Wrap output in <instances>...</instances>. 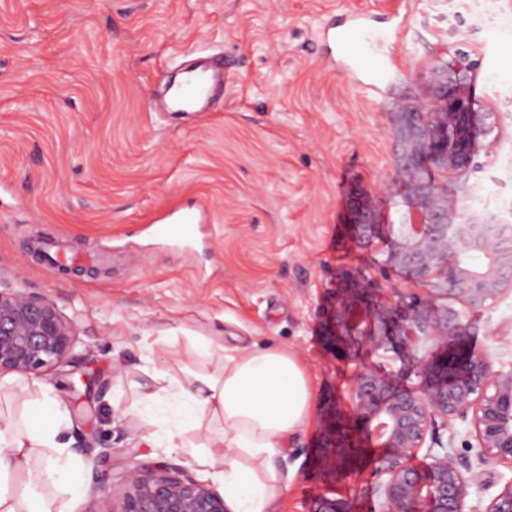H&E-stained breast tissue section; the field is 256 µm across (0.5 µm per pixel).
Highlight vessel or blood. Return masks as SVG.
Returning a JSON list of instances; mask_svg holds the SVG:
<instances>
[{"instance_id":"1","label":"vessel or blood","mask_w":512,"mask_h":512,"mask_svg":"<svg viewBox=\"0 0 512 512\" xmlns=\"http://www.w3.org/2000/svg\"><path fill=\"white\" fill-rule=\"evenodd\" d=\"M323 41L329 54H337L352 61L363 71L378 73L385 64L377 56L371 40L356 26L341 30L328 28ZM177 77L170 81L166 108L171 112H205L217 91L223 90L231 76V66L225 63L223 54L209 57L197 56L181 61L176 67ZM205 204L195 210L172 209L158 218L156 232L171 241L190 237L197 225L206 223Z\"/></svg>"}]
</instances>
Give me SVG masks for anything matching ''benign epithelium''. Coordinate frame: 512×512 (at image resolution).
I'll return each instance as SVG.
<instances>
[{
	"label": "benign epithelium",
	"mask_w": 512,
	"mask_h": 512,
	"mask_svg": "<svg viewBox=\"0 0 512 512\" xmlns=\"http://www.w3.org/2000/svg\"><path fill=\"white\" fill-rule=\"evenodd\" d=\"M473 69L466 56L438 60L428 73L430 100L410 106L394 128L414 223L392 238L383 270L401 273L409 289L374 301L370 292L378 282L343 269L327 306L323 335L334 358H348L344 339L350 338L378 351L393 349L400 362L357 370L351 409L332 402L324 412L323 459L336 480L356 473L362 447L354 428L379 435L388 448L375 462L379 512H465L469 487L481 478L470 456L512 469V370H493L487 356L466 346L474 314L512 293V239L492 224L460 223L448 187L433 174L464 175L479 136L491 131L492 111H476L461 93ZM354 210L360 240L372 243L379 233L375 197H360ZM76 343L72 323L43 295L0 288V376L43 377L73 361ZM435 344L445 350L435 351ZM411 374L423 385L395 391L394 379ZM457 420L473 428L461 451L453 447ZM438 426L450 431L446 445L434 435ZM423 447L432 460L426 482L410 465ZM128 479L121 510L105 495L99 512H227L224 497L182 468L137 463ZM484 512H512V480Z\"/></svg>",
	"instance_id": "1"
}]
</instances>
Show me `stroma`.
I'll return each instance as SVG.
<instances>
[{
	"label": "stroma",
	"instance_id": "35a3bbf8",
	"mask_svg": "<svg viewBox=\"0 0 512 512\" xmlns=\"http://www.w3.org/2000/svg\"><path fill=\"white\" fill-rule=\"evenodd\" d=\"M354 16L394 62L386 88L327 64L322 30ZM219 51L235 75L213 111L151 109L177 56ZM459 53L475 63L465 91L477 111L493 109L494 128L448 186L461 221L512 227V48L454 0H0V284L41 293L74 323L75 362L43 382L64 403L69 442L86 435L112 451L78 455V512H97L104 492L121 504L136 461L198 475L208 432L156 447L150 434L176 415L145 410L140 395L158 373L255 346L294 354L312 387L308 423L274 459L287 487L270 512L324 498L378 512L382 442L362 437L356 477L336 482L321 414L359 367L396 356L359 342L335 360L320 310L341 267L375 275L385 258L381 240L360 244L348 222L355 197L374 194L384 225L409 222L396 117L427 101L428 69ZM202 202L210 220L193 243L153 236L158 216ZM41 237L65 257H102L91 271H51L34 250ZM474 320L469 349L512 369V294Z\"/></svg>",
	"mask_w": 512,
	"mask_h": 512
}]
</instances>
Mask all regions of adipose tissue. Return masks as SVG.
<instances>
[{"instance_id":"adipose-tissue-1","label":"adipose tissue","mask_w":512,"mask_h":512,"mask_svg":"<svg viewBox=\"0 0 512 512\" xmlns=\"http://www.w3.org/2000/svg\"><path fill=\"white\" fill-rule=\"evenodd\" d=\"M178 399L183 424L208 423L221 431V452L200 453L204 478L224 490L228 512H269L280 488L273 456L310 417L309 378L295 356L283 349H224L211 370L168 377L145 393L151 406ZM33 414L0 429V512H45L32 489H59L55 512H76L82 487L76 460L60 434L65 424L60 401L48 388L32 399Z\"/></svg>"}]
</instances>
